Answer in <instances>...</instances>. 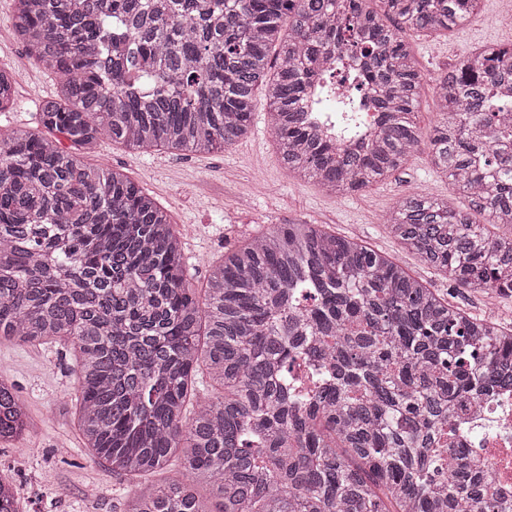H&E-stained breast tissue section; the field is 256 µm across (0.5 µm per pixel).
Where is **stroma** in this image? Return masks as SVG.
Wrapping results in <instances>:
<instances>
[{"label":"stroma","mask_w":512,"mask_h":512,"mask_svg":"<svg viewBox=\"0 0 512 512\" xmlns=\"http://www.w3.org/2000/svg\"><path fill=\"white\" fill-rule=\"evenodd\" d=\"M13 11V0H0V66L18 74L17 104L0 112L1 135L21 126L41 132L36 105L55 91L51 71L28 56L15 38ZM511 11L512 0H484L481 16L447 35L405 33L424 74L416 109L423 138H431L439 120L437 77L476 48L512 44V27L498 21ZM266 110L265 100H258L249 136L221 152L144 155L106 137L86 159L122 171L167 209L183 237L198 286L206 284L208 261L223 255L225 247L277 224L303 222L323 225L389 255L474 317L512 322V297L454 288L402 249L382 222L401 195H453L451 185L432 167L428 149H421L385 181L352 195L332 196L281 165ZM74 363L73 348L67 344L0 342V376L15 382L32 420L27 434L0 444V475L12 480L19 512H123L130 481L92 457L76 426Z\"/></svg>","instance_id":"stroma-1"}]
</instances>
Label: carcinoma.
I'll return each mask as SVG.
<instances>
[{
	"mask_svg": "<svg viewBox=\"0 0 512 512\" xmlns=\"http://www.w3.org/2000/svg\"><path fill=\"white\" fill-rule=\"evenodd\" d=\"M14 2V36L56 91L37 105L51 136L0 137V340L76 344L78 429L132 480L125 512H507L475 457L439 448L455 407L512 389V325L319 224L224 250L202 308L167 211L79 153L104 136L142 154L231 147L262 91L282 165L360 192L421 150L423 75L403 33L444 34L483 0H380L381 14L364 0ZM436 82L429 155L466 205L407 195L384 224L455 287L512 296V235L493 231L512 224V45ZM16 85L0 67V112ZM313 89L336 101L339 140L359 139L371 107L380 130L355 147L321 138L300 113ZM202 367L222 394L189 410ZM29 425L0 378V442ZM0 512H18L1 476Z\"/></svg>",
	"mask_w": 512,
	"mask_h": 512,
	"instance_id": "obj_1",
	"label": "carcinoma"
}]
</instances>
